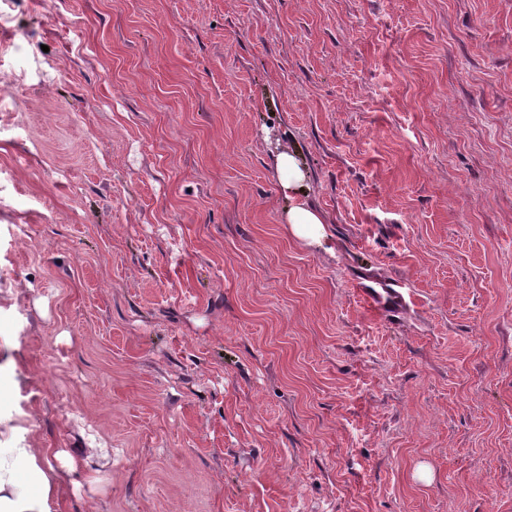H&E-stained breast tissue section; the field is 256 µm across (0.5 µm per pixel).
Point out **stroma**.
Returning <instances> with one entry per match:
<instances>
[{
    "label": "stroma",
    "mask_w": 512,
    "mask_h": 512,
    "mask_svg": "<svg viewBox=\"0 0 512 512\" xmlns=\"http://www.w3.org/2000/svg\"><path fill=\"white\" fill-rule=\"evenodd\" d=\"M0 379L63 512H512V0H0ZM275 172L278 192L288 203L283 215L288 234L309 246L328 249L325 217L309 198L308 173L297 153L281 150L275 157Z\"/></svg>",
    "instance_id": "stroma-1"
}]
</instances>
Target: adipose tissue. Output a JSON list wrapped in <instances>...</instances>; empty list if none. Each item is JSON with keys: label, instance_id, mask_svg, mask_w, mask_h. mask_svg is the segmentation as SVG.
Here are the masks:
<instances>
[{"label": "adipose tissue", "instance_id": "ef3b65f1", "mask_svg": "<svg viewBox=\"0 0 512 512\" xmlns=\"http://www.w3.org/2000/svg\"><path fill=\"white\" fill-rule=\"evenodd\" d=\"M276 184L286 200L283 222L291 237L319 248L330 235L325 217L309 198L308 173L296 152L275 157ZM92 449L33 448L22 439L0 443V512H57L63 480L85 473Z\"/></svg>", "mask_w": 512, "mask_h": 512}]
</instances>
